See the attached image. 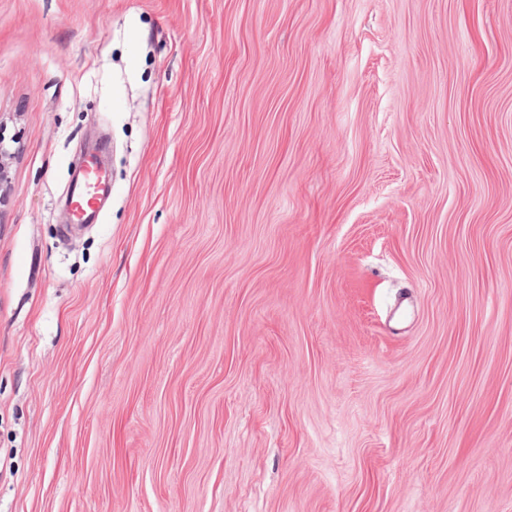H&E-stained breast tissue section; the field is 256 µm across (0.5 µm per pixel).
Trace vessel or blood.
Listing matches in <instances>:
<instances>
[{"mask_svg": "<svg viewBox=\"0 0 512 512\" xmlns=\"http://www.w3.org/2000/svg\"><path fill=\"white\" fill-rule=\"evenodd\" d=\"M112 194V182L101 166L97 152H89L82 169L71 179L70 215L74 223L91 224L98 220L102 200Z\"/></svg>", "mask_w": 512, "mask_h": 512, "instance_id": "obj_1", "label": "vessel or blood"}]
</instances>
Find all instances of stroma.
Listing matches in <instances>:
<instances>
[{
	"label": "stroma",
	"mask_w": 512,
	"mask_h": 512,
	"mask_svg": "<svg viewBox=\"0 0 512 512\" xmlns=\"http://www.w3.org/2000/svg\"><path fill=\"white\" fill-rule=\"evenodd\" d=\"M0 134V512H512V0H0ZM4 138L0 134V205L6 206L9 201V168L10 160L16 158L18 149L10 151L3 146ZM99 150L89 152L83 168L75 173L70 187V215L75 224H92L100 215V203L112 196V182L101 166Z\"/></svg>",
	"instance_id": "1"
}]
</instances>
